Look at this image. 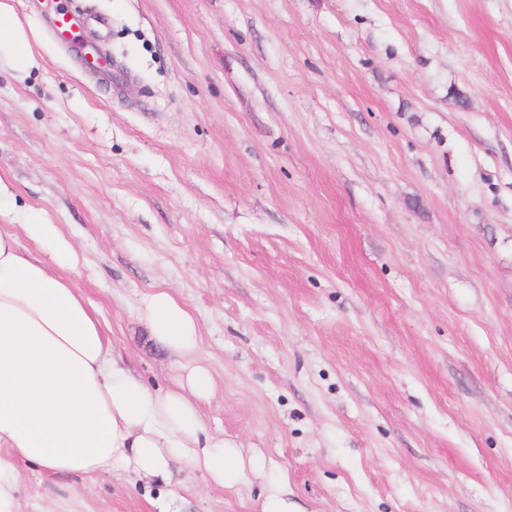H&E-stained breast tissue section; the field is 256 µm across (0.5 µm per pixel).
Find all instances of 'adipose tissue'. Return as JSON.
I'll list each match as a JSON object with an SVG mask.
<instances>
[{
    "label": "adipose tissue",
    "mask_w": 512,
    "mask_h": 512,
    "mask_svg": "<svg viewBox=\"0 0 512 512\" xmlns=\"http://www.w3.org/2000/svg\"><path fill=\"white\" fill-rule=\"evenodd\" d=\"M0 59L24 72L35 64L25 29L0 0ZM0 512H22L17 463L65 478L89 480L118 468L138 479L166 478L172 460L238 490L262 475L261 454L207 431L202 403L214 391L197 362L195 317L168 291L140 310L152 337L182 360L185 380L156 392L112 351L109 327L75 288L79 256L57 225L19 206L0 179ZM23 228L40 249H22Z\"/></svg>",
    "instance_id": "adipose-tissue-1"
}]
</instances>
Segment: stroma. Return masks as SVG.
<instances>
[{"label": "stroma", "mask_w": 512, "mask_h": 512, "mask_svg": "<svg viewBox=\"0 0 512 512\" xmlns=\"http://www.w3.org/2000/svg\"><path fill=\"white\" fill-rule=\"evenodd\" d=\"M0 178L149 386L184 371L140 317H195L209 431L299 512H512V0H10ZM92 44L110 77L86 67ZM25 512L56 490L19 467ZM183 465L75 486L90 512H259ZM13 15L12 7L7 2H0V57L12 69L26 72L36 62L29 37Z\"/></svg>", "instance_id": "obj_1"}]
</instances>
